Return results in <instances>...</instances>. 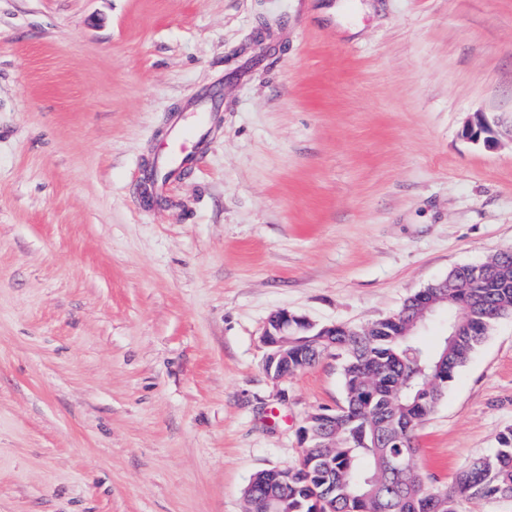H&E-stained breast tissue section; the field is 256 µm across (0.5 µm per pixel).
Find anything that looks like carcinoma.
<instances>
[{
  "instance_id": "carcinoma-1",
  "label": "carcinoma",
  "mask_w": 512,
  "mask_h": 512,
  "mask_svg": "<svg viewBox=\"0 0 512 512\" xmlns=\"http://www.w3.org/2000/svg\"><path fill=\"white\" fill-rule=\"evenodd\" d=\"M493 277L464 281L459 288L427 289L448 322L461 319L456 336L432 346L412 324L408 298L394 314L366 327L336 328L324 341L288 337V374L326 355L340 357L344 402L336 408V433L327 446L307 442L299 464L258 473L247 491L248 512H269L270 499H286L285 512H459V498H512V428L497 447L464 467L457 492L430 485L411 458L396 472L389 462L408 444L438 406L459 371L495 324L512 316V255L494 256Z\"/></svg>"
}]
</instances>
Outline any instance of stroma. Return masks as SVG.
<instances>
[{"label": "stroma", "instance_id": "35a3bbf8", "mask_svg": "<svg viewBox=\"0 0 512 512\" xmlns=\"http://www.w3.org/2000/svg\"><path fill=\"white\" fill-rule=\"evenodd\" d=\"M510 249L512 0H0V512H246L344 400L333 356L267 378L273 312L367 325ZM508 427L512 317L417 466ZM495 126L498 122L494 117L479 113L465 127V135L475 144L482 143L484 147L493 149L498 144Z\"/></svg>", "mask_w": 512, "mask_h": 512}]
</instances>
